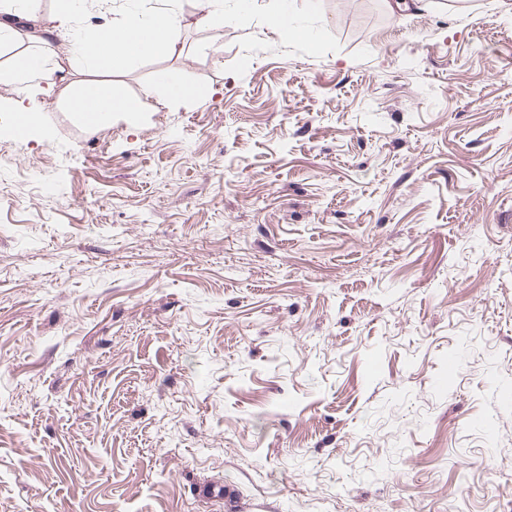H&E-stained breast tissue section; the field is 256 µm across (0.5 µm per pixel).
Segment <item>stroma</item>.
I'll return each instance as SVG.
<instances>
[{
  "mask_svg": "<svg viewBox=\"0 0 512 512\" xmlns=\"http://www.w3.org/2000/svg\"><path fill=\"white\" fill-rule=\"evenodd\" d=\"M178 38L0 111V512H512V0ZM148 95H162L170 104L176 105L185 99L194 97L196 89L183 82L172 80L168 74L161 72L157 75ZM2 109L16 112L18 122L22 123L26 129H30L34 123L41 124V112H48L47 109H44V106L40 104L39 99L36 96L31 97L27 104H25L24 101H0V110Z\"/></svg>",
  "mask_w": 512,
  "mask_h": 512,
  "instance_id": "35a3bbf8",
  "label": "stroma"
}]
</instances>
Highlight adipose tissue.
<instances>
[{"label":"adipose tissue","instance_id":"adipose-tissue-1","mask_svg":"<svg viewBox=\"0 0 512 512\" xmlns=\"http://www.w3.org/2000/svg\"><path fill=\"white\" fill-rule=\"evenodd\" d=\"M86 9L85 0H60V6L44 13L42 0H0V46L17 39L25 24L39 23L44 34L69 45L74 61L91 70V77L68 87L64 99L86 128L101 125L114 114L142 111L140 101L115 89L112 76L134 59L178 53L177 30L182 13L179 0L167 9L149 15L124 10L120 17L97 26H78L77 17ZM53 71L48 57L37 52L15 54L8 79L21 80L36 89L28 101H0V110L14 112L23 126L41 122L39 99L54 92Z\"/></svg>","mask_w":512,"mask_h":512}]
</instances>
